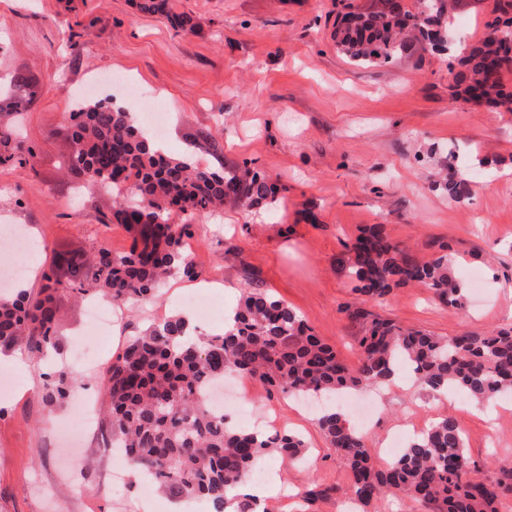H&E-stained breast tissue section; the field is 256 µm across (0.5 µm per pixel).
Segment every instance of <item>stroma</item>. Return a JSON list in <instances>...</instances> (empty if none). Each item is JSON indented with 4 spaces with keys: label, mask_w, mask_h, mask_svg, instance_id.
Here are the masks:
<instances>
[{
    "label": "stroma",
    "mask_w": 512,
    "mask_h": 512,
    "mask_svg": "<svg viewBox=\"0 0 512 512\" xmlns=\"http://www.w3.org/2000/svg\"><path fill=\"white\" fill-rule=\"evenodd\" d=\"M336 3L175 0V10L197 24L186 33L141 12L136 0H0V82L21 72L48 83L21 125L35 168L0 167V224L25 225L42 244L24 288L40 287L54 253L98 245L122 253L130 245L123 225L103 221L111 193L65 175L73 149L68 113L109 99L137 118L159 102L170 114L169 152L183 153L197 132L211 133L226 163L277 183L279 203L195 218L187 249L199 278L169 279L136 305L113 351L180 312L187 290L221 292L230 311L256 288L357 363L364 326L344 308L360 303L338 260L367 224L384 225L424 261L447 246L459 279L472 269L485 277L484 290L469 293L460 310L414 283L367 303L372 314L444 339L512 323V112L450 92L449 68L486 37L493 0H457L444 48L382 65H357L337 51ZM73 32L82 36L77 50ZM444 168L471 178L468 200L452 203L435 190ZM14 372V390L0 401V512H139L138 482L127 479L120 497L110 489V473L127 464L102 451L104 423L80 440L61 429L70 402L43 403L56 366L31 359ZM243 385L268 433L290 430L306 444L303 461L292 465L263 457L279 483L266 499L271 512H339L351 495L347 466L315 413L259 381ZM468 404L455 393L429 396L401 374L363 429L366 446L450 416L469 456L494 475L492 457H512V400L477 411ZM314 480L339 491L310 509L302 493Z\"/></svg>",
    "instance_id": "stroma-1"
}]
</instances>
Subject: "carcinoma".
I'll return each instance as SVG.
<instances>
[{
  "instance_id": "carcinoma-1",
  "label": "carcinoma",
  "mask_w": 512,
  "mask_h": 512,
  "mask_svg": "<svg viewBox=\"0 0 512 512\" xmlns=\"http://www.w3.org/2000/svg\"><path fill=\"white\" fill-rule=\"evenodd\" d=\"M449 2L419 0L411 11L404 0H370L354 13V21L336 19V49L354 62L376 64L392 62L415 44L435 49L445 40ZM139 9L174 29H195L189 15L173 10L171 0H140ZM492 13L486 38L458 60L453 87L467 102L509 108L512 87L504 74L512 71L505 51L512 44V0H494ZM39 90L37 81L20 73L12 75L7 89L0 88V166L35 167L36 156L24 152L19 140L18 123ZM68 123L76 145L70 173L99 187L129 184L134 202H116L105 223L124 225L131 245L121 254L99 245L87 258L59 253L54 267L43 272L37 293H0L1 351L21 347L35 356L59 351L57 297L64 292L101 293L125 306L152 299L169 277H198L183 243L196 216L218 213L226 203L254 207L277 201L275 183L224 163L205 132L192 141L194 152L178 157L137 127L122 107L88 104L69 113ZM203 152L212 161H199L196 154ZM442 184L450 201L471 194V180L463 176L445 177ZM340 263L365 302L420 282L440 303L463 306L464 286L449 256L421 261L382 224L365 227L345 245ZM345 311L365 324L355 365L339 358L284 301L259 289L243 296L230 330L194 339L180 315L150 326L106 369L105 417L112 447L120 449L131 470L151 477L170 497L203 499L212 512H224L226 495L249 480L258 458L273 453L290 458L303 447L290 432L260 438L217 412L200 390L226 375L251 377L290 397L318 399L388 384L408 367L420 385L454 388L477 402L512 394V326L463 330L445 340L360 307ZM81 386V378L63 371L44 384L42 398L55 406ZM318 427L345 459L348 485L362 512H371L387 495L402 494L427 512H498L503 501L512 499V460L499 461L494 478L482 477L485 465L466 454L463 432L451 416L408 440L384 467L376 465L363 434L343 410L321 414ZM336 491V486L314 482L303 498L312 503ZM235 499V512H270L247 493Z\"/></svg>"
}]
</instances>
